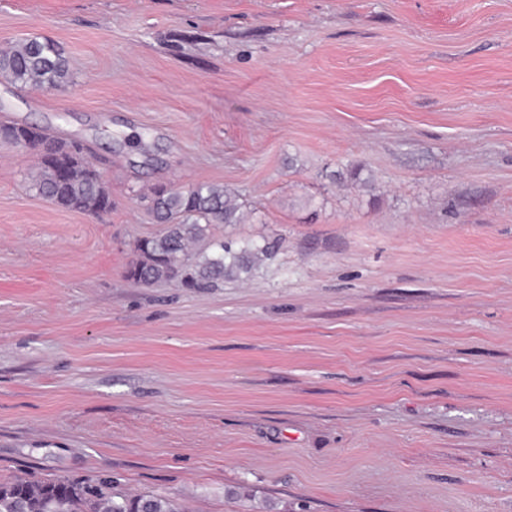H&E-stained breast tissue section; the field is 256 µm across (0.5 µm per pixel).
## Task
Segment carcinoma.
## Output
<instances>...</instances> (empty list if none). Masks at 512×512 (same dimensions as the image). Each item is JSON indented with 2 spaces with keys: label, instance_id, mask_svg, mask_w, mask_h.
Returning <instances> with one entry per match:
<instances>
[{
  "label": "carcinoma",
  "instance_id": "obj_1",
  "mask_svg": "<svg viewBox=\"0 0 512 512\" xmlns=\"http://www.w3.org/2000/svg\"><path fill=\"white\" fill-rule=\"evenodd\" d=\"M0 77L25 88H56L72 81L64 49L51 40L29 39L0 52ZM0 138L40 151L41 167L30 189L57 207L90 214L112 210V197L100 174L80 148L49 139L33 127L0 125ZM150 209L165 225L157 235L136 245L137 259L129 267L133 279L149 284L177 280L192 288L214 287L238 280L271 258L275 243L244 244L210 240L215 224H242L248 212L233 189L199 183L175 190L156 187ZM28 500L33 512H184L177 500L162 494L129 496L116 492L112 483L75 482L69 479H16L0 483V512H13L17 495Z\"/></svg>",
  "mask_w": 512,
  "mask_h": 512
}]
</instances>
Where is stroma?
Masks as SVG:
<instances>
[{"label":"stroma","instance_id":"obj_1","mask_svg":"<svg viewBox=\"0 0 512 512\" xmlns=\"http://www.w3.org/2000/svg\"><path fill=\"white\" fill-rule=\"evenodd\" d=\"M0 121L83 145L100 215L0 140V482L187 512H512V0H0ZM276 242L211 288L128 278L152 187ZM0 77L26 88H56L72 81L64 49L51 40L29 39L0 52Z\"/></svg>","mask_w":512,"mask_h":512}]
</instances>
